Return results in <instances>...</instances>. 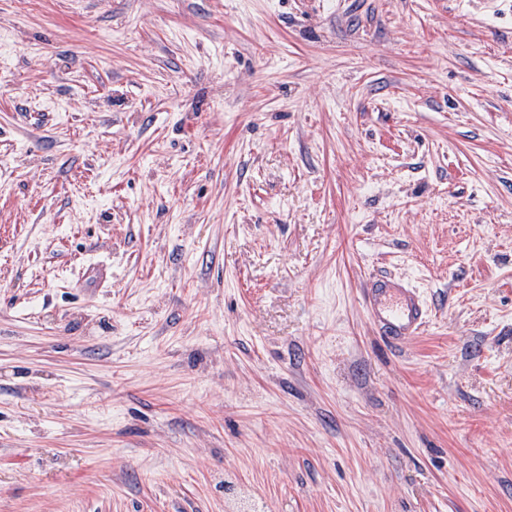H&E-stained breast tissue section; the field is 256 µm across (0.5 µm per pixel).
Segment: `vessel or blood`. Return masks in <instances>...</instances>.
<instances>
[{
  "instance_id": "obj_1",
  "label": "vessel or blood",
  "mask_w": 512,
  "mask_h": 512,
  "mask_svg": "<svg viewBox=\"0 0 512 512\" xmlns=\"http://www.w3.org/2000/svg\"><path fill=\"white\" fill-rule=\"evenodd\" d=\"M364 303L374 325L392 340L417 336L427 323L419 292L392 276L372 280L364 290Z\"/></svg>"
}]
</instances>
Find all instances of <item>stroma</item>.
I'll return each instance as SVG.
<instances>
[{
	"mask_svg": "<svg viewBox=\"0 0 512 512\" xmlns=\"http://www.w3.org/2000/svg\"><path fill=\"white\" fill-rule=\"evenodd\" d=\"M242 495L512 512V0H0V512ZM364 303L374 325L392 340L417 336L427 323L419 292L392 276L372 280L364 289Z\"/></svg>",
	"mask_w": 512,
	"mask_h": 512,
	"instance_id": "stroma-1",
	"label": "stroma"
}]
</instances>
